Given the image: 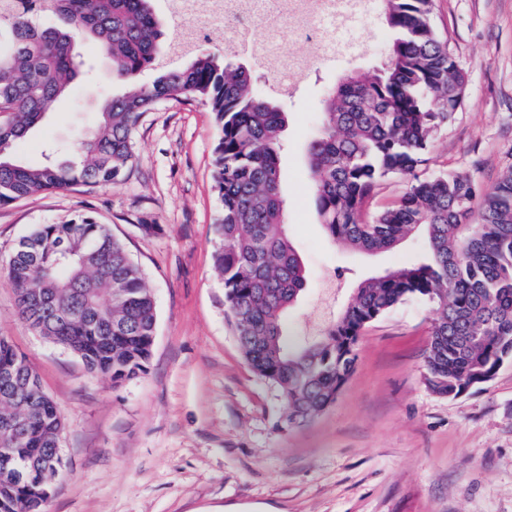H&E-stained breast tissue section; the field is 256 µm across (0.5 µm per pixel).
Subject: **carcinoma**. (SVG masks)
<instances>
[{
	"label": "carcinoma",
	"instance_id": "carcinoma-1",
	"mask_svg": "<svg viewBox=\"0 0 512 512\" xmlns=\"http://www.w3.org/2000/svg\"><path fill=\"white\" fill-rule=\"evenodd\" d=\"M434 0H380L393 33L380 66L352 71L321 103L322 126L307 146L308 176L327 238L365 253L389 252L421 234L422 257L362 280L347 303L309 340L286 328L307 272L286 231L281 185L288 95L259 85L247 47L217 55L179 46L151 0H33L0 16V203L48 191L123 180L134 164L143 114L167 100H198L215 115L214 189L221 205L215 267L225 313L252 371L282 399L288 421L310 419L336 397L354 369L367 327L411 299L433 312L425 383L455 398L489 382L512 360V170L485 189L468 174L415 177L463 100L467 74L433 19ZM94 41L112 60L106 79L126 89L100 102L92 125L69 152L30 166L17 151L81 62L75 46ZM190 58L175 65L173 58ZM157 76L141 80L146 72ZM412 177L401 198L375 210L380 187ZM18 320L78 356L87 371L117 386L147 372L157 323L140 267L107 225L90 215L39 224L5 268ZM0 442L21 422L14 448L21 481L0 470V512H41L54 484L42 478L65 428L38 376L0 336Z\"/></svg>",
	"mask_w": 512,
	"mask_h": 512
}]
</instances>
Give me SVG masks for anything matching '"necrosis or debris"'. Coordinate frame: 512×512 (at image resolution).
I'll list each match as a JSON object with an SVG mask.
<instances>
[{"label": "necrosis or debris", "instance_id": "4bbe7bcc", "mask_svg": "<svg viewBox=\"0 0 512 512\" xmlns=\"http://www.w3.org/2000/svg\"><path fill=\"white\" fill-rule=\"evenodd\" d=\"M169 7L174 15L190 18L188 36L199 38L220 29L229 46L242 32L263 28L266 35L255 46L269 59H287L280 79L291 87L312 66L343 50L338 32L366 25L372 15L370 0H169ZM284 30L296 35L309 55L287 56L278 39Z\"/></svg>", "mask_w": 512, "mask_h": 512}]
</instances>
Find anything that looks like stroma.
<instances>
[{
  "mask_svg": "<svg viewBox=\"0 0 512 512\" xmlns=\"http://www.w3.org/2000/svg\"><path fill=\"white\" fill-rule=\"evenodd\" d=\"M437 23L468 73L454 120L435 140L428 174H470L488 187L512 169V0H434ZM358 52L315 65L287 102L281 156L286 229L309 274L289 325L315 329L322 305L338 310L358 282L422 252L362 255L325 237L315 212L305 146L319 131L324 93L389 46L380 16L352 33ZM85 78L58 99L18 156L37 165L47 145L69 147L97 103L121 91ZM219 137L197 101L145 114L136 162L123 181L93 192H44L0 204V270L34 225L80 214L106 224L144 271L157 308L145 375L113 385L15 317L0 280V336L37 373L65 420L67 474L45 512H512V361L457 398L425 383L432 311L409 300L372 323L336 399L288 422L277 392L246 364L225 315L214 266ZM153 232H144V225Z\"/></svg>",
  "mask_w": 512,
  "mask_h": 512,
  "instance_id": "obj_1",
  "label": "stroma"
}]
</instances>
